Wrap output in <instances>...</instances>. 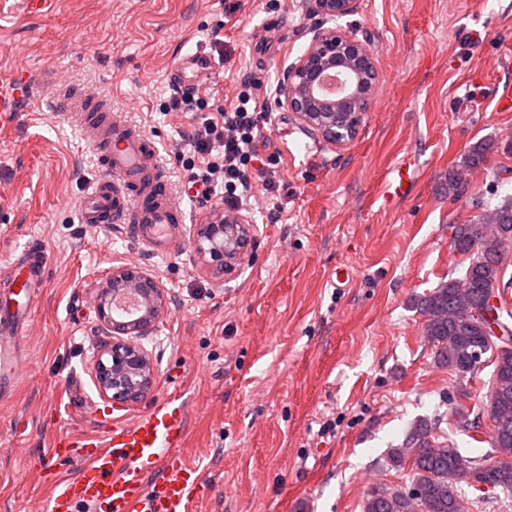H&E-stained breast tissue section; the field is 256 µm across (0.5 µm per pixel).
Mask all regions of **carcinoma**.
I'll use <instances>...</instances> for the list:
<instances>
[{"label": "carcinoma", "mask_w": 512, "mask_h": 512, "mask_svg": "<svg viewBox=\"0 0 512 512\" xmlns=\"http://www.w3.org/2000/svg\"><path fill=\"white\" fill-rule=\"evenodd\" d=\"M492 215V224L478 216L455 227L452 246L468 256V266L461 276L448 278L414 300L437 366L461 379H473L483 369L484 356L490 355V450L468 456L453 440L435 439L439 419H422L388 456L391 467H410L411 483L369 490L363 512H469L459 486L464 462L477 470L475 482L512 494V344L490 333L495 323L509 337L512 312L502 304L488 305L490 297L500 294L504 252L512 244V197L497 205Z\"/></svg>", "instance_id": "1"}]
</instances>
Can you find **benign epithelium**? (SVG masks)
<instances>
[{"label": "benign epithelium", "instance_id": "benign-epithelium-1", "mask_svg": "<svg viewBox=\"0 0 512 512\" xmlns=\"http://www.w3.org/2000/svg\"><path fill=\"white\" fill-rule=\"evenodd\" d=\"M312 9L332 20L349 15L354 0H310ZM347 56L354 67L368 68L372 80L365 84L367 98L375 93L378 72L373 53L365 39L342 29L318 30L303 56L288 66L279 85L277 104L294 113L330 144H345L357 134L352 129L346 138L336 136V127L347 123L345 110L326 104L324 79L335 72L336 60ZM250 225L240 217H223L196 231V250L205 262L221 273L233 267L247 245ZM109 285H121L143 297L145 313L118 320L112 313L106 291H101L97 313L100 322L112 333V341L102 345L92 362V370L101 394L117 403L137 401L155 381V368L147 350L135 338L146 332L164 308L165 288L151 274L137 268L121 267L112 271Z\"/></svg>", "mask_w": 512, "mask_h": 512}]
</instances>
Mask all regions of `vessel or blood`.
<instances>
[{
  "label": "vessel or blood",
  "instance_id": "b4317fda",
  "mask_svg": "<svg viewBox=\"0 0 512 512\" xmlns=\"http://www.w3.org/2000/svg\"><path fill=\"white\" fill-rule=\"evenodd\" d=\"M219 71L212 56L198 51L178 58L169 77L184 91ZM19 97L18 77L0 76V112L16 111ZM51 103L77 125L102 168L81 201L82 223L124 224L150 250L175 247L186 213L144 130L113 111L110 99L77 85H52ZM94 112L99 120H91ZM417 167L413 155L397 160L381 194L384 207L408 195ZM46 265V250L35 243L14 254L0 278V382H14L25 366L15 346L16 318L37 305ZM187 415V404L170 394L155 400L144 415L113 422L100 433L59 435L52 455L78 462L80 471L70 478L49 471V491L38 512H76L81 504L91 505L93 512H195L202 498L198 474L181 454Z\"/></svg>",
  "mask_w": 512,
  "mask_h": 512
}]
</instances>
